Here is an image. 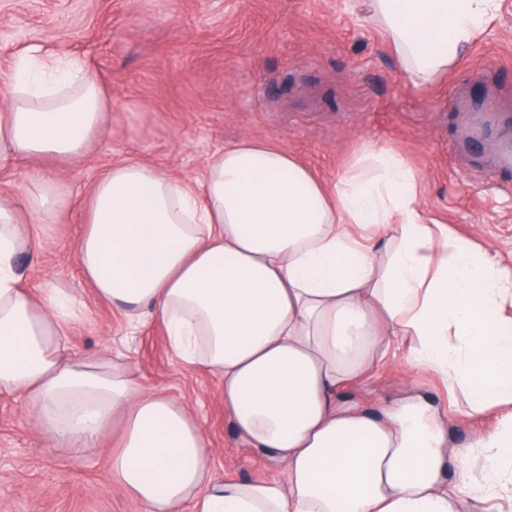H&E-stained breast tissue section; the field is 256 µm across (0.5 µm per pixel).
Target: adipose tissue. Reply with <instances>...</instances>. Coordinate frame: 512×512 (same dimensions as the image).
<instances>
[{"label": "adipose tissue", "instance_id": "obj_1", "mask_svg": "<svg viewBox=\"0 0 512 512\" xmlns=\"http://www.w3.org/2000/svg\"><path fill=\"white\" fill-rule=\"evenodd\" d=\"M412 76L427 82L483 33L499 0H367ZM56 87L20 74L0 113V168L21 157L78 156L101 130L102 83L56 64ZM415 176L394 149L370 147L333 182L287 149L245 137L202 176L134 162L94 185L76 258L130 327L162 323L176 355L224 384L238 433L272 452L258 480L219 481L202 424L145 391L134 369L63 353L71 300L21 285L17 254L44 247L28 214L52 216L58 189L38 175L24 205L0 199V392L29 401L37 429L80 455L119 424L111 481L133 512H453L443 477L445 423L412 394L375 419L340 390L393 339L406 360L466 389L473 414H502L479 440L491 475L512 467V290L497 255L423 223Z\"/></svg>", "mask_w": 512, "mask_h": 512}]
</instances>
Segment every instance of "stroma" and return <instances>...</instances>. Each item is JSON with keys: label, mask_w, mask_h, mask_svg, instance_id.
Wrapping results in <instances>:
<instances>
[{"label": "stroma", "mask_w": 512, "mask_h": 512, "mask_svg": "<svg viewBox=\"0 0 512 512\" xmlns=\"http://www.w3.org/2000/svg\"><path fill=\"white\" fill-rule=\"evenodd\" d=\"M364 0H0V108L16 70L39 59L78 57L107 88L102 130L80 157L21 159L0 172V197L16 198L31 171L60 184L63 204L45 241L15 263L33 291L58 288L83 314L69 354L134 367L145 389L168 394L204 426L220 479H260L273 460L250 446L224 412L218 377L186 370L161 324L130 329L120 310L84 280L75 243L91 188L112 165L136 162L175 178L198 175L208 159L243 137L284 146L318 176L343 175L371 146L395 147L416 176L424 220L445 224L476 249L512 248V166L498 147L512 142V0L494 23L433 82L416 83L386 35L368 23ZM409 343L387 356L345 399L373 413L394 408L409 383L450 416L459 456L449 482L486 475L474 447L494 415L470 413V397L432 373L409 377ZM74 456L50 447L24 396L0 394V512H132L110 482L107 452Z\"/></svg>", "instance_id": "1"}]
</instances>
